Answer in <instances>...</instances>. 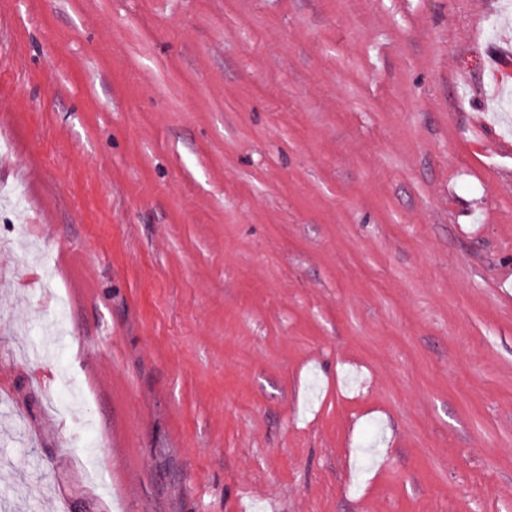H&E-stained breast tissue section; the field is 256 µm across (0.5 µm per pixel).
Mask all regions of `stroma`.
I'll use <instances>...</instances> for the list:
<instances>
[{
    "mask_svg": "<svg viewBox=\"0 0 512 512\" xmlns=\"http://www.w3.org/2000/svg\"><path fill=\"white\" fill-rule=\"evenodd\" d=\"M0 159V505L512 512V0H0Z\"/></svg>",
    "mask_w": 512,
    "mask_h": 512,
    "instance_id": "obj_1",
    "label": "stroma"
}]
</instances>
